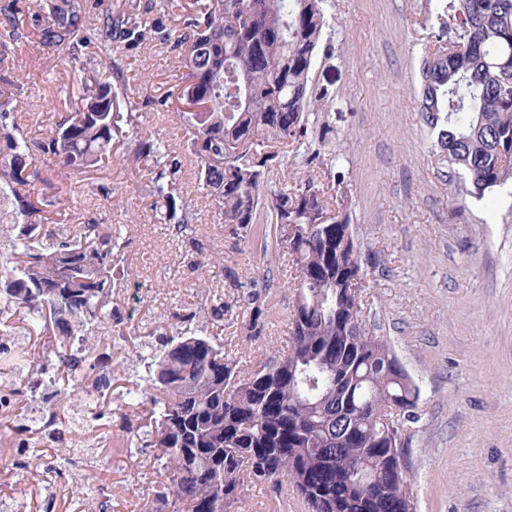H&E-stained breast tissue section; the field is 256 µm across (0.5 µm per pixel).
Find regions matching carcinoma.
<instances>
[{
	"mask_svg": "<svg viewBox=\"0 0 512 512\" xmlns=\"http://www.w3.org/2000/svg\"><path fill=\"white\" fill-rule=\"evenodd\" d=\"M85 0L48 7L40 40L66 48L84 39ZM324 0H195L187 32L175 37L185 68L177 96L181 123L196 130L189 151L199 180L241 237L267 224H299L282 239L298 276L289 314L288 350L250 367L224 354L198 328L168 339L145 363L141 393L143 448L153 449L165 477L155 512H237L245 489L287 480L308 512H403V448L394 432L415 419L420 390L397 355L373 335L363 316L365 291L347 286L348 268L362 265L353 229L322 220L336 212L311 176L290 189L267 192L288 170V146L304 143L309 113L326 98L312 84L326 17ZM465 26L448 31V45H431L421 73V112L434 147L462 170L481 199L512 178V0H457ZM105 38L144 37L146 23L115 4L102 21ZM294 118L292 128L284 120ZM0 198L13 206L0 225L10 248L0 266V317L22 309L62 336H86L112 302L119 258L112 233L95 224L60 230L52 249L40 244L34 221L60 200L68 175L97 170L112 158L115 140L139 160L156 163L168 151L143 140L140 114L121 101L112 82L94 71L82 82L79 106L60 122L43 152L57 158L48 173L33 166L29 139L4 133ZM153 179L168 220L190 229L173 189ZM248 332L262 336L268 311L261 294L247 299ZM106 387L112 355L94 358ZM71 415L90 396L71 378Z\"/></svg>",
	"mask_w": 512,
	"mask_h": 512,
	"instance_id": "obj_1",
	"label": "carcinoma"
}]
</instances>
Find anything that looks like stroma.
Listing matches in <instances>:
<instances>
[{
  "label": "stroma",
  "instance_id": "35a3bbf8",
  "mask_svg": "<svg viewBox=\"0 0 512 512\" xmlns=\"http://www.w3.org/2000/svg\"><path fill=\"white\" fill-rule=\"evenodd\" d=\"M129 0L149 32L140 45L101 51L94 33L113 0H86L90 32L76 48L41 42L44 0H0V90L9 118L33 142L47 140L79 103L86 69L110 78L117 62L119 96L140 112L143 136L165 145L177 167L174 194L187 208L193 234L177 232L162 202L145 192L153 159L127 162L113 146L104 167L72 175L51 209L43 244L59 228L99 225L122 245L112 282V319L83 340L86 354L112 351L111 386L94 403L112 419L113 436L86 433L94 449L68 461L58 443L32 433L26 448L11 437L17 419L0 412V458L22 459L0 470L7 512H85L81 493L93 486L98 512H152L160 478L151 449L128 445L123 429L140 425L141 397L131 369L135 352L158 349L181 331L180 316L199 311L205 292L229 309L208 335L227 355L252 358L286 347L290 287L295 277L276 242L262 247L234 234L206 196L187 145L193 132L172 103L181 85L178 50L166 32L185 30L193 0ZM438 0H325L327 26L312 70L328 97L310 117L301 156L290 158L288 181L306 175L344 196L367 278L366 320L387 340L420 388L418 419L404 433V454L416 512H512V182L484 198L455 200L461 183L435 149L420 112V68L441 21ZM134 279L123 277L124 270ZM266 292L265 336H249L240 300ZM0 368L37 358L70 381L60 339L25 313L9 320ZM242 512H306L296 493L249 489Z\"/></svg>",
  "mask_w": 512,
  "mask_h": 512
}]
</instances>
